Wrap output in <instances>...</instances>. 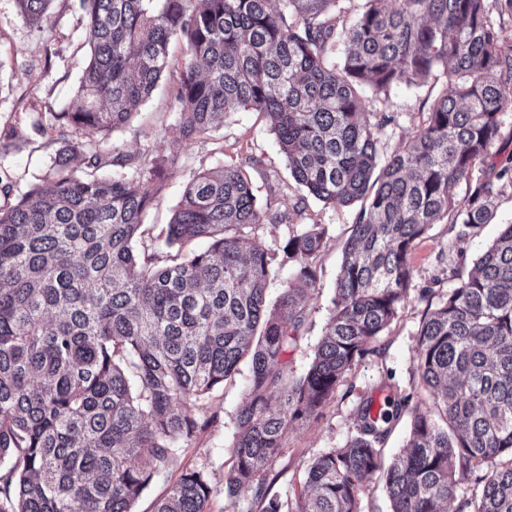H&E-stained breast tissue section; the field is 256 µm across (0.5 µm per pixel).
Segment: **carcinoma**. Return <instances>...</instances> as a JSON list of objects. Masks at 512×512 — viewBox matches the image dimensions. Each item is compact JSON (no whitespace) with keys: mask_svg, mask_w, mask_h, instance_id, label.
Returning a JSON list of instances; mask_svg holds the SVG:
<instances>
[{"mask_svg":"<svg viewBox=\"0 0 512 512\" xmlns=\"http://www.w3.org/2000/svg\"><path fill=\"white\" fill-rule=\"evenodd\" d=\"M15 2L41 24L53 0ZM279 2L81 0V103L37 120L56 144L41 183L11 202L0 177V512H133L246 356L224 492L282 512L259 475L289 423L318 415L396 318L415 242L448 215L459 240L493 222L512 185V159L489 162L512 83L487 0H364L348 23L344 0ZM174 40L184 46L176 60ZM171 69L178 139H203L240 108L264 112L296 184L331 207L359 204L325 333L301 375L285 355L307 320L300 301L327 228L279 246L294 275L271 306L274 254L242 236L287 218L257 202L239 165L194 175L158 243L143 215L175 157L104 144ZM428 80L445 90L381 161L379 131L392 117L370 123L364 91L386 98ZM460 182L461 199L450 193ZM416 374L432 407L413 410L405 449L382 468L381 444L409 397L376 414L360 398L357 434L313 460L292 512H360L380 469L392 512H446L464 481L473 489L457 512H512V224L426 309ZM209 495L207 476L186 469L155 512H206Z\"/></svg>","mask_w":512,"mask_h":512,"instance_id":"obj_1","label":"carcinoma"}]
</instances>
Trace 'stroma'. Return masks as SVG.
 <instances>
[{
    "instance_id": "obj_1",
    "label": "stroma",
    "mask_w": 512,
    "mask_h": 512,
    "mask_svg": "<svg viewBox=\"0 0 512 512\" xmlns=\"http://www.w3.org/2000/svg\"><path fill=\"white\" fill-rule=\"evenodd\" d=\"M82 15L80 0H53L48 22L37 27L19 14L15 0H0V168L12 177L13 197L39 183L54 154L53 146L35 129L36 118L64 111L76 101L84 63ZM174 86L173 76L164 77L140 113L107 138L108 143L130 153L158 144L164 152L178 156L176 168L143 222L152 232H160L192 176L230 157L246 166L259 200L275 196L279 211L294 215L289 225H257L246 234V243L274 251L289 232H300L311 224L326 225L328 240L314 261L316 282L301 300L307 323L287 355L293 370L303 373L330 317L342 250L358 208H331L306 196L288 175L268 118L255 110L232 113L223 127L207 138L189 144L177 141ZM441 90V84L431 81L410 88L402 85L394 88L388 99L370 101V111L394 118L380 134L386 151L407 142L420 122L421 111L429 108ZM503 224H512V186L505 187L498 198L494 223L476 228L465 241H457L456 228L444 220L417 240L410 254V290L397 317L341 380L319 416L289 426L279 456L264 475L269 496L294 504L310 463L327 449L343 447L355 435L356 405L361 397L381 402L395 393L409 396L411 404H426L427 392L414 373L423 314L428 304L440 302L456 273L472 270L476 255ZM249 378L248 364H241L239 374L214 392L198 414L202 428L180 446L174 463L153 477L136 502L135 512H154L156 502L186 468L202 470L209 477L207 512H259L260 505L251 494H240L231 501L224 493L225 477L235 464L232 446Z\"/></svg>"
}]
</instances>
